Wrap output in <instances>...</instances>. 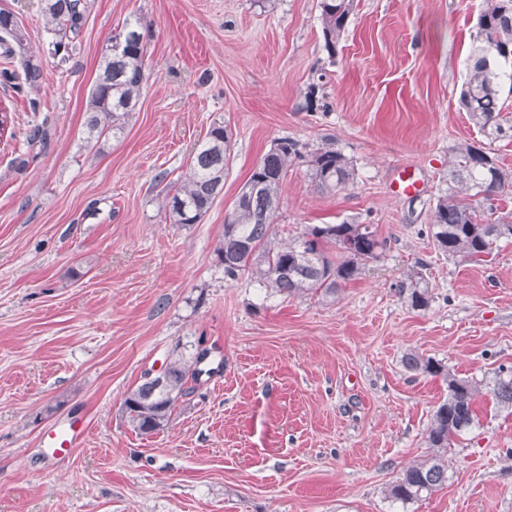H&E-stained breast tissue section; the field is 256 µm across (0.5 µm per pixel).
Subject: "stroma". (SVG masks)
Wrapping results in <instances>:
<instances>
[{
	"mask_svg": "<svg viewBox=\"0 0 512 512\" xmlns=\"http://www.w3.org/2000/svg\"><path fill=\"white\" fill-rule=\"evenodd\" d=\"M77 48L52 51L41 0H0L24 24L41 75L0 89V512H512V410L477 397L479 426L452 442L448 480L402 504L388 487L429 453L443 376L407 351L486 382L512 368V239L474 263L427 234L455 146L483 135L459 102L486 0H357L328 54L319 0H86ZM145 27L144 80L123 133L90 139L87 95L116 29ZM233 133L224 193L175 224L167 191L213 124ZM335 142L356 167L322 191L289 167L280 239L307 224L372 225L378 258L323 300L229 282L224 222L275 139ZM413 164L425 189L396 198ZM423 310L397 292L415 274ZM210 349L163 432L121 410L177 343ZM83 443L44 446L73 420Z\"/></svg>",
	"mask_w": 512,
	"mask_h": 512,
	"instance_id": "obj_1",
	"label": "stroma"
}]
</instances>
